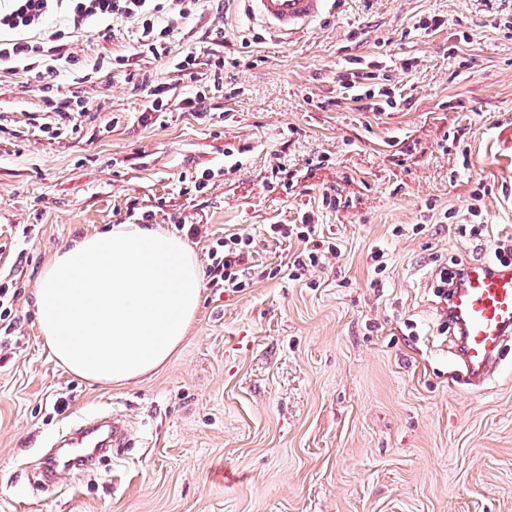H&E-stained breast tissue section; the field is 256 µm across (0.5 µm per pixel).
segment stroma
Wrapping results in <instances>:
<instances>
[{
  "label": "stroma",
  "instance_id": "obj_1",
  "mask_svg": "<svg viewBox=\"0 0 512 512\" xmlns=\"http://www.w3.org/2000/svg\"><path fill=\"white\" fill-rule=\"evenodd\" d=\"M137 30L68 31L76 65L46 89L0 70V284L18 291L0 512H512V348L481 389L457 381L438 297L456 263L512 239V0H330L290 38L242 0H202L168 37L195 52L193 81L140 55ZM353 68L379 111L342 87ZM154 78L164 110L146 121ZM75 101L80 126L59 128L55 106ZM473 206L477 239L459 231ZM146 213L170 233L251 235L256 272L233 295L203 289L159 370L85 381L49 359L32 291L68 240ZM307 215L337 252L295 278L303 243L267 230ZM105 408L134 446L45 484L52 445Z\"/></svg>",
  "mask_w": 512,
  "mask_h": 512
}]
</instances>
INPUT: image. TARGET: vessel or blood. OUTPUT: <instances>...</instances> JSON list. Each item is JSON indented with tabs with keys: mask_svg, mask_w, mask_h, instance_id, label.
<instances>
[{
	"mask_svg": "<svg viewBox=\"0 0 512 512\" xmlns=\"http://www.w3.org/2000/svg\"><path fill=\"white\" fill-rule=\"evenodd\" d=\"M254 18L274 32L291 36L306 29L325 11L328 0H247ZM443 309L459 329L455 354L467 381L481 385L498 367L503 343L512 339V261L473 262L463 279L448 290ZM72 451L41 463L46 478L88 463L107 448L130 447L128 421L113 416L105 424L84 427L71 438Z\"/></svg>",
	"mask_w": 512,
	"mask_h": 512,
	"instance_id": "b4317fda",
	"label": "vessel or blood"
}]
</instances>
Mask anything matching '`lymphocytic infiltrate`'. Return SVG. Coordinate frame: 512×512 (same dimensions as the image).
Listing matches in <instances>:
<instances>
[{
	"label": "lymphocytic infiltrate",
	"instance_id": "lymphocytic-infiltrate-1",
	"mask_svg": "<svg viewBox=\"0 0 512 512\" xmlns=\"http://www.w3.org/2000/svg\"><path fill=\"white\" fill-rule=\"evenodd\" d=\"M165 9L164 0H10L7 10L0 11V31H14L11 40L0 39V66L10 65L29 73L32 78L44 79L57 73L60 66L71 64L72 57L61 31H51L36 41L17 39L20 31L42 29L45 19L54 13L64 14L73 29L85 28L101 18L133 20L139 24L137 39L140 54L153 58H170L174 69L193 76L196 56L187 53L171 56L167 45L168 27L155 16ZM187 239L204 244L208 278L207 285L219 293H238L246 287L245 275L252 260L254 240L238 233L214 237L202 224H183L179 227ZM317 225L274 224L269 228L272 238H296L304 243L303 256L295 260L296 270L317 266L336 246L317 236Z\"/></svg>",
	"mask_w": 512,
	"mask_h": 512
}]
</instances>
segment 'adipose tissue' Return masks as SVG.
I'll use <instances>...</instances> for the list:
<instances>
[{"instance_id": "1", "label": "adipose tissue", "mask_w": 512, "mask_h": 512, "mask_svg": "<svg viewBox=\"0 0 512 512\" xmlns=\"http://www.w3.org/2000/svg\"><path fill=\"white\" fill-rule=\"evenodd\" d=\"M200 263L187 243L119 224L63 245L33 306L53 362L84 380L130 384L161 368L195 321Z\"/></svg>"}]
</instances>
